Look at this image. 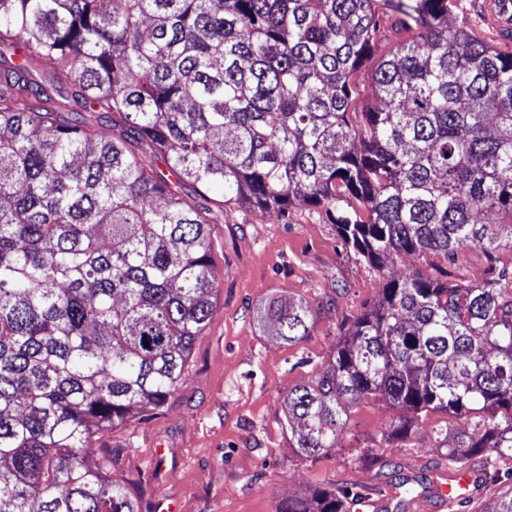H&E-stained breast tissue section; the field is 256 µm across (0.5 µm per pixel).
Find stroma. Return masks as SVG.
Segmentation results:
<instances>
[{"label":"stroma","mask_w":512,"mask_h":512,"mask_svg":"<svg viewBox=\"0 0 512 512\" xmlns=\"http://www.w3.org/2000/svg\"><path fill=\"white\" fill-rule=\"evenodd\" d=\"M483 0H454L449 24L466 22L489 43L500 40ZM216 306L176 391L157 410L106 432L112 477L141 494L142 512H277L289 497L319 488H353L361 512H480L494 486L476 483L469 503L440 502L448 450L438 436L465 431L464 421L427 414L415 434L381 448L378 462L363 450L398 419L399 409L367 399L348 412L335 452L299 458L285 421L284 398L311 383L341 336L380 296L387 280L414 269L429 277L450 270L476 283L486 276L483 250L466 247L455 265L427 253L378 269L346 249L321 208L288 213L244 206L211 207ZM303 301L312 314L308 336L288 343L260 315L270 304ZM411 493H403L402 480Z\"/></svg>","instance_id":"35a3bbf8"}]
</instances>
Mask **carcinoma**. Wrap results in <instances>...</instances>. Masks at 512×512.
Wrapping results in <instances>:
<instances>
[{"label":"carcinoma","instance_id":"carcinoma-1","mask_svg":"<svg viewBox=\"0 0 512 512\" xmlns=\"http://www.w3.org/2000/svg\"><path fill=\"white\" fill-rule=\"evenodd\" d=\"M452 8L0 0V512H141L96 443L164 405L215 307L210 219L185 180L221 206L323 208L378 268L482 248L481 282H387L285 417L317 457L362 399L403 411L374 449L446 412L474 421L448 465L512 479V50L448 26ZM389 21L411 37L383 53ZM374 55L381 107L361 112ZM261 319L290 343L312 321L292 301ZM357 502L320 490L278 512ZM482 512H512V486Z\"/></svg>","mask_w":512,"mask_h":512}]
</instances>
